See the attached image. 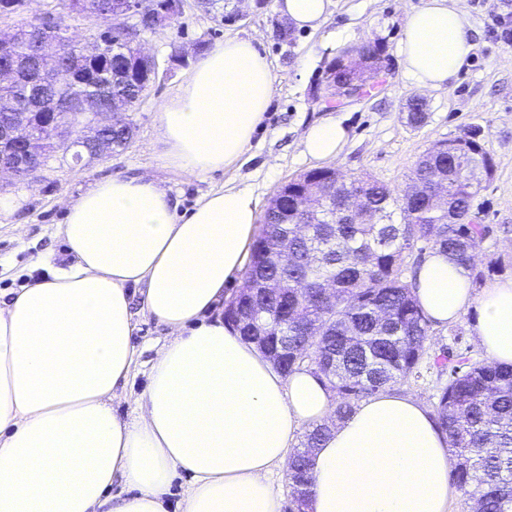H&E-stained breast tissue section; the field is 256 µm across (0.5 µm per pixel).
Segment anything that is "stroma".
I'll return each instance as SVG.
<instances>
[{
	"instance_id": "stroma-1",
	"label": "stroma",
	"mask_w": 512,
	"mask_h": 512,
	"mask_svg": "<svg viewBox=\"0 0 512 512\" xmlns=\"http://www.w3.org/2000/svg\"><path fill=\"white\" fill-rule=\"evenodd\" d=\"M421 0H332L330 14L318 30L289 29L274 5L259 10L255 0H230L229 9L244 20L224 24L219 10L195 7L167 29L148 35L145 45L167 74L138 108L127 113L133 125L131 144L102 158L52 159L36 178H0V292L9 293L50 268L66 265L70 256L57 233L65 206L96 181L112 176L152 177L180 210H189L208 192L227 186L254 192L260 207L297 176L318 168V161L302 152L301 140L314 124L334 119L347 130V143L333 166L342 175L370 174L401 190L415 162L434 144L461 135L471 126L482 129V145L494 161V171L472 210L479 223L490 225L482 244V260L489 265L484 282L512 279V0H456L474 27L475 49L447 88L429 89L409 77L400 55L408 14ZM287 28V27H286ZM229 38H252L267 57L273 95L264 120L240 158L224 170L194 176L170 167L159 142L158 106L175 94L189 67L173 62L175 53L192 54L198 42L215 46ZM378 42L385 48L389 68L374 87L358 98L317 101L315 87L327 66L349 48ZM425 104V119L409 124L411 99ZM166 338L156 321L138 317L133 343L137 359L113 411L124 421L136 415V401L148 382V372Z\"/></svg>"
}]
</instances>
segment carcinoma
<instances>
[{
    "label": "carcinoma",
    "instance_id": "1",
    "mask_svg": "<svg viewBox=\"0 0 512 512\" xmlns=\"http://www.w3.org/2000/svg\"><path fill=\"white\" fill-rule=\"evenodd\" d=\"M117 0H68L69 12L108 25ZM88 38L98 54L85 68L95 75L83 90L85 100H110L132 112L147 92L137 69L147 63L133 40L119 30L104 43L99 37L69 32L61 16L47 11L25 20L11 39L0 40V70L14 73L0 81V124L28 113L38 157L13 173L33 179L47 160L70 144L58 127L67 123L70 104H55L69 86L80 59L72 50ZM57 44L64 53L56 67H37L40 45ZM382 51L365 43L336 58L328 72L345 79L356 59ZM481 128L446 140L448 150L427 153L414 166L411 181L422 193L402 198L369 174L331 179L335 170L321 168L301 174L272 196L263 232L252 247L245 281L224 311L244 340L256 344L282 373L310 368L336 395L335 415L344 418L362 399L396 386H410L437 370L444 378L432 403L439 428L446 433L456 462L452 483L476 512H512V365L501 366L464 353L435 347L431 321L414 295L405 273L417 264L423 242L448 254L474 279L483 277L477 261L488 226L471 217L472 203L493 171L490 154L480 143ZM131 124L92 129L78 143L82 153L102 157L129 145ZM448 175V214L433 210L429 192ZM314 186L336 201L319 223H308L298 199ZM360 198L371 217L347 219L342 207ZM399 212L401 222L392 221ZM281 239L288 264L259 253L258 245ZM329 426L311 427L304 446L292 453L289 477L299 490L288 509L306 508L312 476L310 456Z\"/></svg>",
    "mask_w": 512,
    "mask_h": 512
}]
</instances>
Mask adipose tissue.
I'll list each match as a JSON object with an SVG mask.
<instances>
[{
    "mask_svg": "<svg viewBox=\"0 0 512 512\" xmlns=\"http://www.w3.org/2000/svg\"><path fill=\"white\" fill-rule=\"evenodd\" d=\"M289 25L319 28L330 0H276ZM474 50L473 25L451 0H424L406 20L401 54L421 86H448ZM273 93L251 39L217 44L158 112L164 159L187 175L224 170L250 144ZM347 131L310 127L303 153L332 161ZM253 192L225 187L187 213L151 177L98 181L68 203L60 233L71 256L0 299V512H281L273 473L287 474L300 426L331 422L311 459L308 512H448V438L422 400L387 390L334 420L336 397L315 373H280L212 312L241 271L257 228ZM432 323L475 312L489 361L512 364V279L475 290L447 255L416 271ZM140 309H133L131 287ZM167 338L137 415L112 404L134 370L136 315ZM128 495L109 497L115 479Z\"/></svg>",
    "mask_w": 512,
    "mask_h": 512,
    "instance_id": "adipose-tissue-1",
    "label": "adipose tissue"
}]
</instances>
